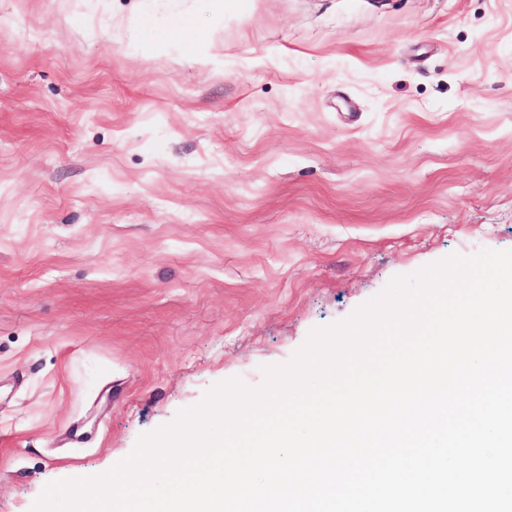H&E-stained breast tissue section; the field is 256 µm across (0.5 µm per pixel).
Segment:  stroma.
Returning a JSON list of instances; mask_svg holds the SVG:
<instances>
[{
  "label": "stroma",
  "mask_w": 512,
  "mask_h": 512,
  "mask_svg": "<svg viewBox=\"0 0 512 512\" xmlns=\"http://www.w3.org/2000/svg\"><path fill=\"white\" fill-rule=\"evenodd\" d=\"M484 249L512 0H0V512Z\"/></svg>",
  "instance_id": "35a3bbf8"
}]
</instances>
